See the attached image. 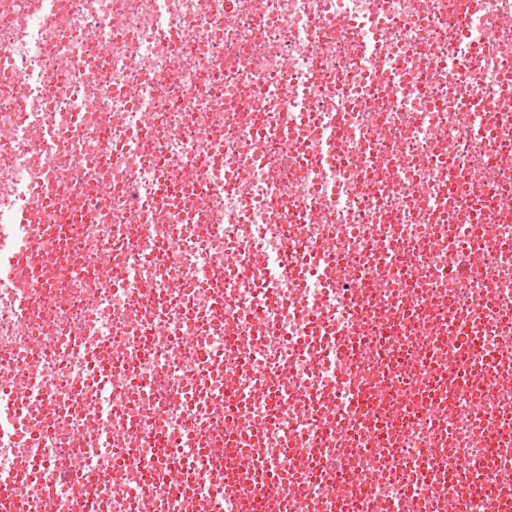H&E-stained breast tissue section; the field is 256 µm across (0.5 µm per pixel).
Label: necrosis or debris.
Returning <instances> with one entry per match:
<instances>
[{"mask_svg":"<svg viewBox=\"0 0 512 512\" xmlns=\"http://www.w3.org/2000/svg\"><path fill=\"white\" fill-rule=\"evenodd\" d=\"M466 3L243 0L228 20L224 0H53L48 24L34 0H0V72L11 74L0 93V198L51 174L65 201L38 211L26 238L44 280L29 302L41 309L53 290L51 321L17 316L0 288V347L14 352L0 403L36 376L30 413L44 431L30 446L16 434L26 419L12 416L0 471H69L73 448L96 461L91 490L74 479L49 501L33 474L22 512H142L144 499L156 512H196L212 491L197 449H230L212 405L254 388L224 359L231 332L258 364L276 355L288 392L274 412L246 402L236 424L271 447L292 439L293 451L275 481L227 467L232 492L215 512H440L449 496L458 512H492L488 433L512 435V384L481 367L512 368V323L493 318L512 308V218L491 208L512 196V98L497 93L512 65V0L474 16L484 50L451 67L448 14ZM31 63L52 73L48 85L18 74ZM140 82L156 89L140 106L156 133L131 150L120 91ZM276 84L288 87L279 102ZM86 92L96 104L73 112ZM477 95L496 111L490 142L475 133ZM49 126L60 143L46 158ZM152 157L194 200L195 220L154 207ZM218 175L226 187L214 192ZM59 222L70 226L66 252L41 232ZM289 246L312 260L306 287L268 274ZM171 247L172 265L162 257ZM232 252L264 267L222 280V332L211 327L209 283ZM452 255L472 268L495 257L494 274L460 285L446 272ZM103 258L132 281L86 276ZM312 313L359 335L350 379L363 404L325 408L335 372L318 365L317 347L295 351ZM376 385L387 391L379 402ZM185 460L184 492L154 479L160 463ZM328 477L340 487L332 500L318 490Z\"/></svg>","mask_w":512,"mask_h":512,"instance_id":"obj_1","label":"necrosis or debris"}]
</instances>
